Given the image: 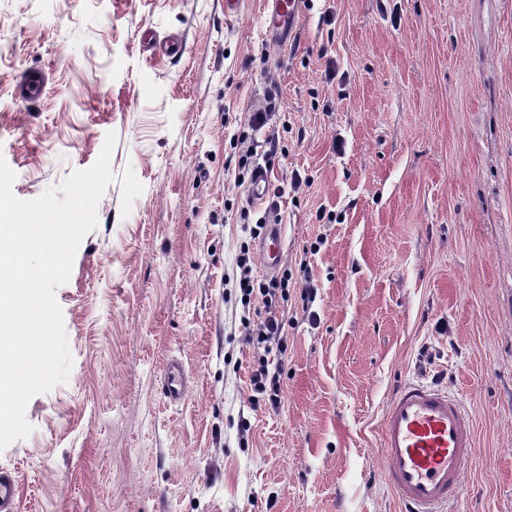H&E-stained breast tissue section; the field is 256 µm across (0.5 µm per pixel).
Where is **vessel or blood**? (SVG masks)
<instances>
[{"instance_id": "obj_1", "label": "vessel or blood", "mask_w": 512, "mask_h": 512, "mask_svg": "<svg viewBox=\"0 0 512 512\" xmlns=\"http://www.w3.org/2000/svg\"><path fill=\"white\" fill-rule=\"evenodd\" d=\"M302 0H267L266 30L279 43L291 38ZM283 227L269 225L259 243L266 270L282 258ZM474 425L460 398L434 386L401 387L383 418L384 475L404 512H447L461 494L471 460ZM15 474L0 472V512H19Z\"/></svg>"}]
</instances>
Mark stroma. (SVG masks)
Wrapping results in <instances>:
<instances>
[{
  "instance_id": "1",
  "label": "stroma",
  "mask_w": 512,
  "mask_h": 512,
  "mask_svg": "<svg viewBox=\"0 0 512 512\" xmlns=\"http://www.w3.org/2000/svg\"><path fill=\"white\" fill-rule=\"evenodd\" d=\"M224 2L0 0L14 195L59 186L115 136L97 225L56 290L68 379L0 450L20 512H401L382 422L416 380L475 424L455 512H512V0H303L285 47L263 0ZM35 70L46 90L21 103ZM244 133L283 147L275 409L251 401L240 323L262 303L244 312L231 281L265 210ZM174 360L186 393L169 405Z\"/></svg>"
}]
</instances>
